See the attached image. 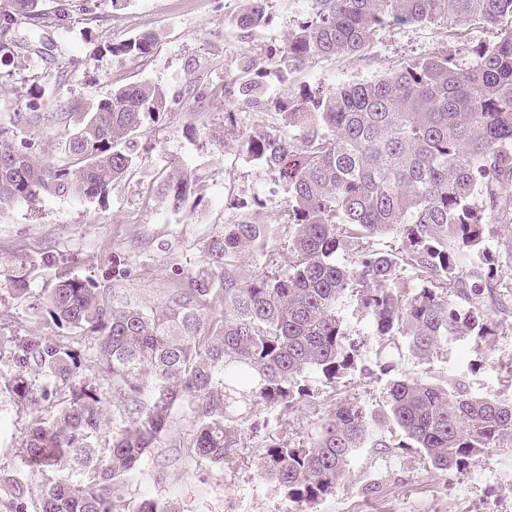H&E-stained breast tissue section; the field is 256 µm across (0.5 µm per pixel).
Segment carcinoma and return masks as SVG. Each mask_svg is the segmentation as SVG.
<instances>
[{"mask_svg":"<svg viewBox=\"0 0 512 512\" xmlns=\"http://www.w3.org/2000/svg\"><path fill=\"white\" fill-rule=\"evenodd\" d=\"M301 19L273 55L251 57L221 87L224 119L237 103L275 112L295 135L243 133L240 146L288 187V242L271 245L254 217L224 225L205 264L145 307L88 278L62 277L33 306L58 334L17 333L8 345L4 386L36 406L21 450L32 471L50 472L40 512H126L116 487L137 471L187 407L196 429L189 447L223 468L263 448L264 473L288 496L316 503L333 493L376 421L401 431L400 448H417L438 470L461 474L493 448H512V395L484 396L460 377L443 386L397 378L377 413L360 402L335 405L304 444L288 436L286 411L314 393L311 373L335 384L357 369L366 340L350 337L348 301L366 312L374 365L402 343L418 358L469 336L490 349L512 316V275L499 271L494 224L512 223V0H302ZM38 0H0V53L25 46L19 19L41 23ZM265 0H248L235 20L246 39L269 21ZM473 22L489 39L467 69L446 45L404 62L393 74L336 88L290 76L319 59L354 57L391 23ZM155 35L111 47L145 57ZM288 85L264 96V79ZM213 90L189 84L200 108ZM167 110L158 87H120L85 111L67 113L75 131L70 162L35 157L38 144L0 128V206L41 193L105 198L139 161L138 132ZM42 104L14 115L22 127ZM198 179L175 170L163 181L180 211ZM357 247L344 263L339 251ZM250 258L255 269L245 272ZM33 267L18 260L8 278L16 298L30 294ZM221 298L220 316L208 313ZM112 402V416L105 405ZM263 404L284 411L281 436L251 414ZM112 426L102 440V423ZM29 485L0 473V512H28Z\"/></svg>","mask_w":512,"mask_h":512,"instance_id":"obj_1","label":"carcinoma"}]
</instances>
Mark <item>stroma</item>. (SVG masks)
I'll use <instances>...</instances> for the list:
<instances>
[{
  "mask_svg": "<svg viewBox=\"0 0 512 512\" xmlns=\"http://www.w3.org/2000/svg\"><path fill=\"white\" fill-rule=\"evenodd\" d=\"M50 18L32 25L19 20L29 36L27 48L0 59V127L12 126L31 97L44 110L38 122L17 130L37 142L40 154L67 163L65 150L73 129L64 114L109 97L113 89L149 82L162 89L170 106L139 134L141 160L117 181L107 198L42 194L32 202L0 206V336L37 328L55 334V326L37 319L28 300L8 292V275L17 257L35 261L33 295H42L58 275L95 280L117 287L119 295L153 305L168 288L203 266L205 247L224 227L253 214L271 220L286 207L288 189L258 161L246 155L239 132L281 128L275 113L236 106L233 125L224 123V101L206 109L183 100L189 82L221 89L224 78L239 74L248 57L282 46L294 29L301 0H267L269 23L241 39L234 24L244 0H96L93 12L82 0H41ZM156 34L150 56L112 55L110 47L139 33ZM448 40L446 24H390L376 31L364 55L318 61L300 72L298 81L333 87L379 79L400 64L437 51ZM177 169L198 178L200 190L183 211L169 208L159 185ZM130 275L112 282L115 263ZM392 374L353 372L343 382L312 376V389L325 392L321 406L298 403L288 415L293 442L308 441L336 403L356 400L381 409L392 377L446 381L463 377L473 391L502 394L501 378L512 369V318L502 325L489 354L471 338L449 343L429 360L406 350L393 352ZM32 409L0 391V469L28 476L30 512H38V492L45 475L32 473L20 444L30 427ZM195 422L177 412L168 436L151 449L144 466L120 483L128 512L142 503H171L176 512H512V455L499 452L458 478L432 467L418 450L400 447L398 428H382L386 447L358 449L345 481L316 503L292 501L287 491L262 469V449L254 448L232 468L202 460L189 441Z\"/></svg>",
  "mask_w": 512,
  "mask_h": 512,
  "instance_id": "obj_1",
  "label": "stroma"
}]
</instances>
